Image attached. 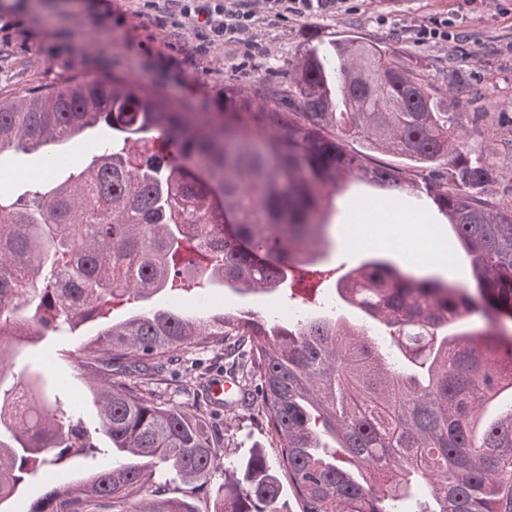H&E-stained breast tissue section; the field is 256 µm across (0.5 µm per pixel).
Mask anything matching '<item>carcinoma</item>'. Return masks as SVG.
I'll list each match as a JSON object with an SVG mask.
<instances>
[{
	"mask_svg": "<svg viewBox=\"0 0 512 512\" xmlns=\"http://www.w3.org/2000/svg\"><path fill=\"white\" fill-rule=\"evenodd\" d=\"M288 72V87L257 88L275 103L268 112H193L118 75L0 100V156L112 131L66 181L17 198L0 187V512L39 477L28 512H195L158 494L156 468L206 483L217 437L198 412L118 376L155 374L197 342L246 357L243 377L258 381L280 441L276 464L259 450L239 464L216 512H282L281 472L303 512H412L418 493L417 512H512V407L478 417L512 390V205L478 196L494 181L488 153L385 46L310 45ZM146 139L157 152L134 156L128 143ZM355 140L427 171L420 186L467 250L475 292L367 259L336 292L389 329L387 347L326 315L287 326L146 307L107 322L117 307L204 279L276 292L330 245L323 211L348 181L405 188L400 169L348 149ZM96 322L83 362L98 406L91 430L61 407L45 368L17 374L14 361L65 324ZM100 451L107 462L78 489L48 479Z\"/></svg>",
	"mask_w": 512,
	"mask_h": 512,
	"instance_id": "cac0c4a2",
	"label": "carcinoma"
}]
</instances>
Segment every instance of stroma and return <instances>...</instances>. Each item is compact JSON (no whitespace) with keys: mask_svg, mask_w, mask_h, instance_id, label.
<instances>
[{"mask_svg":"<svg viewBox=\"0 0 512 512\" xmlns=\"http://www.w3.org/2000/svg\"><path fill=\"white\" fill-rule=\"evenodd\" d=\"M155 3L154 10L141 15L137 0H0V98L59 85L75 75H119L196 112H258L262 101L255 94L257 86H287L286 63L301 55L308 40L326 44L355 35L387 44L398 65L415 70L437 88L449 111L457 113L468 144L491 148L496 181L490 199L512 203V0H347L338 11L263 17L249 37L265 52L252 58L245 57V47L237 41L220 40L200 52L195 22L179 30L160 26L156 18L165 14L167 4ZM463 15L468 18L464 49L452 42L419 44L411 36L415 26L432 19L453 21ZM465 49L471 51L470 59H462ZM107 136V131L90 129L73 143L1 156L0 180L17 196L27 194L31 172H42L50 182L64 180L69 165L89 161L91 144ZM394 212L409 215V222L363 226L354 240L348 225L330 224L332 244L324 258L295 272L277 296H240L219 286L209 307L233 314L257 311L282 320L314 313L335 303L338 279L371 257L387 259L419 277L437 274L448 283L465 285L469 260L451 228L421 223L425 211L412 193L398 197ZM427 242L456 255V262L422 257ZM335 305L346 324L368 326L375 336L386 334L384 325L368 321L358 309ZM94 333L85 326L62 339L49 336L33 351L51 373L67 380L68 402L91 428L97 425V410L81 364ZM229 376L221 348L192 345L163 371L139 382L158 401L196 407L220 438L207 484H187L166 470L156 478L162 495L187 499L196 512H215L226 466L256 448L269 462L279 458V440L268 431L256 394L243 401H212L210 386Z\"/></svg>","mask_w":512,"mask_h":512,"instance_id":"stroma-1","label":"stroma"}]
</instances>
